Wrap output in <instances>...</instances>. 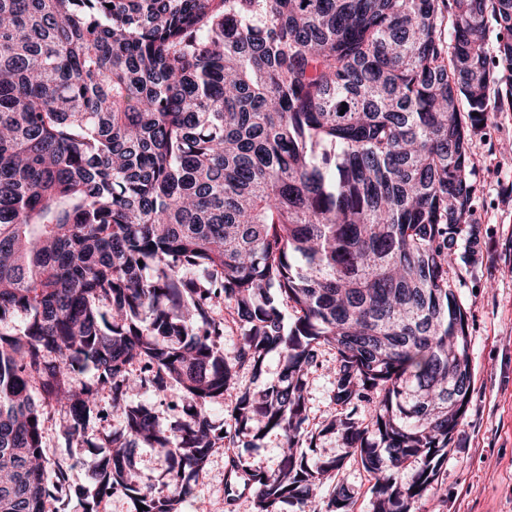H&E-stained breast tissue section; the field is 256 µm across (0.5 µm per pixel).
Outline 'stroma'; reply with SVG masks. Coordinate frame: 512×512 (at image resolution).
I'll list each match as a JSON object with an SVG mask.
<instances>
[{"label": "stroma", "instance_id": "stroma-1", "mask_svg": "<svg viewBox=\"0 0 512 512\" xmlns=\"http://www.w3.org/2000/svg\"><path fill=\"white\" fill-rule=\"evenodd\" d=\"M476 187L472 219L479 230L474 252L457 251L449 285L468 317L474 378L471 401L448 446L438 483L441 491L425 496L418 512H512V106L493 113L476 137L470 159ZM336 352L320 350L311 369L307 411L318 427L336 410L330 398L333 375L329 367ZM65 417L50 410L43 444L50 458L79 459L69 473L72 484L92 487L91 471L101 457L99 443L118 431L116 418L98 422L86 441L66 445ZM228 462L223 452L212 455L196 479L182 512H222ZM353 493L354 512H373L372 479L355 461H347L338 481H327L318 492L326 500L336 482Z\"/></svg>", "mask_w": 512, "mask_h": 512}]
</instances>
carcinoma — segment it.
Listing matches in <instances>:
<instances>
[{
    "label": "carcinoma",
    "mask_w": 512,
    "mask_h": 512,
    "mask_svg": "<svg viewBox=\"0 0 512 512\" xmlns=\"http://www.w3.org/2000/svg\"><path fill=\"white\" fill-rule=\"evenodd\" d=\"M503 89L512 0H0V512H52L58 489L83 512L116 493L181 512L218 449L254 512H317L350 457L374 512H416L470 402L448 271L477 242L469 162ZM323 345L340 411L315 432ZM271 352L278 378L214 421ZM173 385L167 428L129 399ZM48 408L70 443L122 420L94 493L47 458ZM272 431L278 470L236 453ZM318 432L345 454L309 455ZM144 445L170 461L165 494L135 480ZM352 504L339 483L324 512Z\"/></svg>",
    "instance_id": "obj_1"
}]
</instances>
